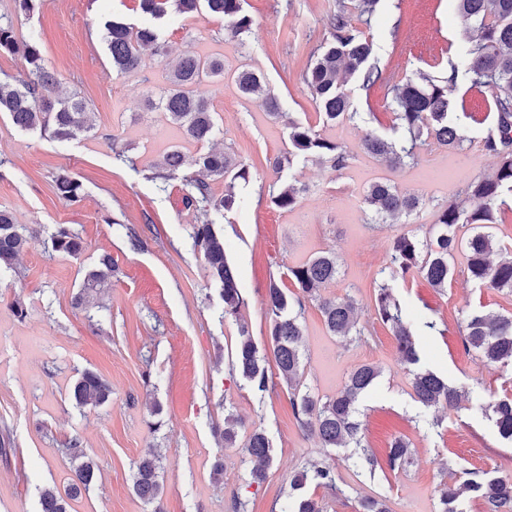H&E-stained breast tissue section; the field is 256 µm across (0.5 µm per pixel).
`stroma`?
Here are the masks:
<instances>
[{
	"mask_svg": "<svg viewBox=\"0 0 512 512\" xmlns=\"http://www.w3.org/2000/svg\"><path fill=\"white\" fill-rule=\"evenodd\" d=\"M244 9L253 26L241 41L228 36L218 17L170 12L156 22L172 55L191 51L224 59L223 79L202 90L220 129L215 146H232L250 167L249 183L238 188L241 207L220 226L238 271L242 314L254 341L266 347L270 280L291 287L290 266L335 251L341 274L325 293L350 296L372 334L352 342L330 335L317 306L307 304L302 383L325 398L340 391L357 366L376 365L381 375L359 404L364 443L381 459L393 438L404 437L412 460L395 472H357L344 461L346 449L321 447L315 436L303 434L286 387L261 399L229 375L237 326L224 319L194 248L190 232L198 212L183 203L180 181L161 193L147 178L168 150L192 160L200 148L146 105L166 83L163 64L148 58L138 71L117 73L102 38L105 16L145 23L139 0H41L30 16L15 0H0V21L12 23L18 41L39 39L61 94L85 98L95 126L89 136L59 141L21 130L0 113V209L35 231L15 271L0 275V512H40L43 489L65 490L74 476L66 450L75 440L89 449L99 472L69 512H150L133 491V463L151 451L159 456L164 512H234L237 498L246 502V512H279L294 471L309 461L333 465L342 481L340 499L317 489L325 512H356L359 498L379 494L390 512H436L437 488L452 470L497 469L512 476V445L482 415L463 406L449 411L439 428L415 423L411 376L389 329L374 315L375 280L392 237L410 230L429 238L432 200H452L471 179L493 172L495 160L482 153L479 141L494 127L495 114L454 112L453 122L470 143L452 152L433 144L421 150L414 167L391 168L363 151L361 126H324L300 78L311 51L331 37L336 0H245ZM371 33L375 57L395 84L421 72L447 73L465 45L464 26L448 0H381ZM245 69L264 74L281 118L239 93L234 77ZM346 90L352 111L370 114V126L389 132L394 103L385 89L367 91L351 78ZM292 118L342 142L352 159L341 171L294 161L282 175L309 191L286 211L270 203L268 187L276 176L272 162L289 149ZM116 145L127 148L131 164L116 160ZM64 172L81 180L79 201L56 193L55 178ZM386 180L420 196L424 207L395 224L371 223L363 191ZM60 224L81 233L80 256L45 250ZM132 230L143 239L142 249H130ZM105 253L113 266L108 286L96 303L75 307L87 271ZM394 294L411 317L437 323L436 332L418 338L427 368L485 400L512 394V364H487L462 343L466 314L477 308L512 314V290L481 288L460 275L441 294L419 278L396 281ZM20 306L25 316H18ZM87 370L111 386L107 404L80 407L72 399L73 384ZM228 410L242 421L240 437L260 430L271 442L262 484L250 481L254 460L221 440ZM156 419L159 429L150 430ZM218 458L224 462L219 482L212 477Z\"/></svg>",
	"mask_w": 512,
	"mask_h": 512,
	"instance_id": "35a3bbf8",
	"label": "stroma"
}]
</instances>
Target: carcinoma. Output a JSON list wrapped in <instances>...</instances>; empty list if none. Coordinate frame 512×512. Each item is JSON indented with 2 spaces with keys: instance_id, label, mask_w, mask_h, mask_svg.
<instances>
[{
  "instance_id": "obj_1",
  "label": "carcinoma",
  "mask_w": 512,
  "mask_h": 512,
  "mask_svg": "<svg viewBox=\"0 0 512 512\" xmlns=\"http://www.w3.org/2000/svg\"><path fill=\"white\" fill-rule=\"evenodd\" d=\"M380 0H337L336 13L331 18V40L319 48L302 73L322 109V122L329 126L355 123L360 113L350 111V98L345 83L357 77L363 89L369 91L388 85L395 104V123L391 134L375 129L366 131L363 150L382 158L392 168L417 164L420 150L437 144L450 151L469 141L466 132L452 123L448 116L457 102L448 95L458 77L469 82L468 89L486 90L491 96V111L497 115L494 130L482 139L483 151L497 159L495 172L469 181L453 201L436 205L437 220L432 225V237L423 242L410 231H401L390 242L388 260L379 271L375 288L376 320L389 328L395 339L400 360L412 376L414 400L419 403L418 421L438 428L442 425L439 411L459 405L462 394L448 380L421 364L417 347L420 333L433 332L437 324L427 320L414 328L394 297L391 282L398 278L420 277L435 290L442 292L454 278V255L465 256L462 273L480 287L512 289V252L500 246L492 229L499 223V213L512 206V0H452L455 14L467 28V45L450 63L448 74L438 77L421 73L403 83L389 84L384 72L374 61L375 43L372 34L352 26V15L371 28ZM183 15H211L224 19L225 30L231 37L243 40L252 30L253 20L243 11L242 0H140L141 11L154 18L167 13V8ZM104 41L112 62L119 73L138 70L148 55L164 61L168 48L156 28L136 26L120 19L103 23ZM21 54L27 67L26 79L19 82L0 80V112H6L13 124L22 130L38 129L50 137L67 141L94 128L90 109L85 101L72 95L58 98L55 90L59 81L48 70L39 49L38 40L31 38L18 43L11 25L0 24V53ZM224 77V61L215 56L187 53L167 71L168 88L158 99H148V107L165 112L182 136L202 146L210 143L216 133L214 112L201 86ZM235 82L241 95L258 100L271 117H280L278 98L266 89L263 77L252 71L237 73ZM288 141L292 150L276 162V180L269 185L271 202L278 208H295L304 185L282 179L285 166L303 159L327 165L335 171L348 166L349 155L339 141L326 137L312 126L288 120ZM185 157L177 149L169 151L159 169L146 175L165 192L169 181H182L183 201L192 206L202 204L200 223L193 225L191 237L203 256L211 278L220 289L224 318L238 325V340L229 364L231 374L240 377L257 395L263 397L275 391L278 383L289 390L292 414L298 426L318 436L324 448H353L347 455L352 466L369 475L383 467L391 471L403 468L411 455L409 443L395 439L386 453L385 463L362 444L359 401L374 386L381 370L372 364L352 370L344 387L332 397L321 399L310 390L302 389L300 372L303 365L301 318L306 303L317 304L327 331L333 336H361L354 300L347 297H325L321 290L336 282L340 273L336 254L320 251L307 261L288 268V277L296 291L288 293L274 279L270 280L264 305L269 316V341L278 375L268 372L266 356L252 339L248 323L241 310L244 299L238 288L236 268L228 260L224 237L217 229L224 213L239 206L236 187L248 181L249 165L236 159L225 149H209L200 154L194 173L184 172ZM224 180V196L211 194L209 180ZM57 194L69 201L82 195V182L68 173L55 180ZM363 204L371 219L394 222L419 210L424 202L418 196L399 190L395 185L377 181L364 191ZM28 229L14 223L11 214L0 210V272L14 269L19 255L29 242ZM52 252L73 257L84 250L83 239L68 224H60L50 236ZM112 275V257L105 254L97 268L84 279L76 304L88 303L89 294ZM463 345L466 351L477 353L488 364L512 363V314L502 315L473 309L464 318ZM112 396L110 385L98 374L85 371L75 381L72 399L76 405L100 406ZM469 410L493 420L498 435L512 442V395H503L493 402L480 398L470 400ZM238 418L232 412L224 415V446L233 447L237 440ZM242 451L260 465L250 472L254 483L266 478L265 463L270 461L271 444L262 431L252 432ZM76 463L74 479L67 493L53 488L40 496L41 512H67L66 499L87 491L95 479L96 463L77 441L67 449ZM157 457L146 455L135 462L134 493L152 506L151 512H162L163 484L158 479ZM466 478L440 490L438 512H465L464 501H477L482 512H512V476H496L490 471L471 469ZM336 468L310 462L300 469L290 482L288 509L285 512H324L322 501L308 493L310 486L322 488L336 496L343 494L337 483ZM358 512H388L381 496H367L358 503Z\"/></svg>"
}]
</instances>
